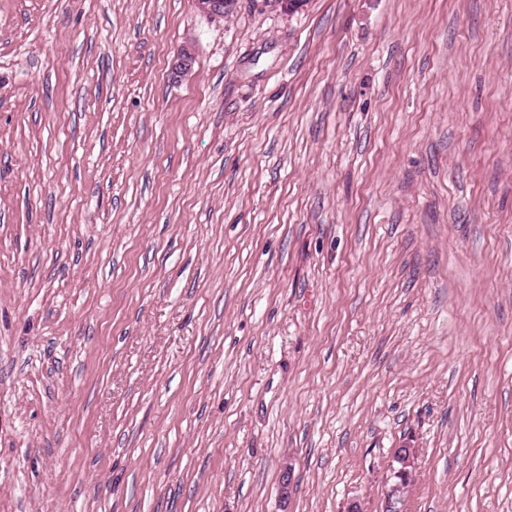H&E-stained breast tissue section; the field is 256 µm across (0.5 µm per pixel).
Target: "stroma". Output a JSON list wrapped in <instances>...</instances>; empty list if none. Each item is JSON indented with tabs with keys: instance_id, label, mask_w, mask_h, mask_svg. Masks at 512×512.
Returning a JSON list of instances; mask_svg holds the SVG:
<instances>
[{
	"instance_id": "1",
	"label": "stroma",
	"mask_w": 512,
	"mask_h": 512,
	"mask_svg": "<svg viewBox=\"0 0 512 512\" xmlns=\"http://www.w3.org/2000/svg\"><path fill=\"white\" fill-rule=\"evenodd\" d=\"M405 441L512 512V0H0V512H379ZM196 10L211 21L224 20L234 10L236 0H194Z\"/></svg>"
}]
</instances>
